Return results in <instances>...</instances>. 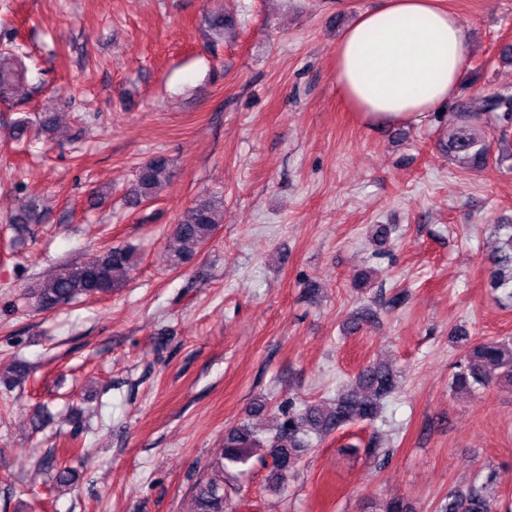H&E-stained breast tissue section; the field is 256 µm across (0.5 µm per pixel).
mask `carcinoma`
<instances>
[{"mask_svg": "<svg viewBox=\"0 0 512 512\" xmlns=\"http://www.w3.org/2000/svg\"><path fill=\"white\" fill-rule=\"evenodd\" d=\"M24 78V70L15 51H0V100L8 102ZM455 126L448 134V155L473 170L502 165L512 160L508 148V131L512 127V86H501L482 95L474 107L459 104L454 111ZM500 132L497 157H492L487 134ZM169 177V162L157 155L138 168L130 196L137 204L154 198L157 187ZM223 203L217 197H205L189 207L172 229L178 244L173 265L189 259L205 244L222 223ZM505 231L501 245L491 255L490 285L501 291V299L512 301V224H498ZM135 262L127 247H113L105 253L80 263L63 265L32 291L38 308L50 310L79 296L92 297L112 292L119 276ZM451 342L463 349V358L454 374L452 387L470 391L492 382L512 387V338L477 340L465 332L454 334ZM396 387L390 367L373 363L363 366L353 386L336 396L333 407L323 409L308 403L282 411L283 421L275 431L263 435L249 423L224 431V448L211 466L210 476L197 484L194 512H224V486L229 479L251 467L255 449L266 448L275 472L273 488L281 487L284 477L297 470L300 459L310 448L312 439L322 438L334 430L361 422L371 423L383 413V401ZM495 494L492 478L484 482L450 489L438 506V512H494Z\"/></svg>", "mask_w": 512, "mask_h": 512, "instance_id": "obj_1", "label": "carcinoma"}]
</instances>
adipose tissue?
I'll use <instances>...</instances> for the list:
<instances>
[{
  "label": "adipose tissue",
  "instance_id": "adipose-tissue-1",
  "mask_svg": "<svg viewBox=\"0 0 512 512\" xmlns=\"http://www.w3.org/2000/svg\"><path fill=\"white\" fill-rule=\"evenodd\" d=\"M469 56L440 0H379L339 37L336 83L364 125L405 126L454 98Z\"/></svg>",
  "mask_w": 512,
  "mask_h": 512
}]
</instances>
